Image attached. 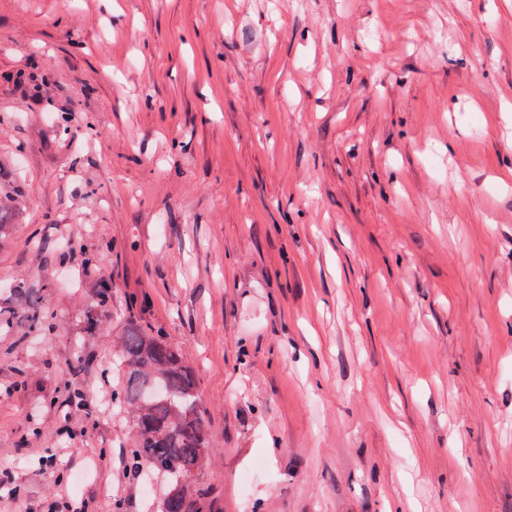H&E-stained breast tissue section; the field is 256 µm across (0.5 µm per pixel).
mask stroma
Instances as JSON below:
<instances>
[{
    "mask_svg": "<svg viewBox=\"0 0 512 512\" xmlns=\"http://www.w3.org/2000/svg\"><path fill=\"white\" fill-rule=\"evenodd\" d=\"M0 162V512H151L133 321L217 512H512V0H0ZM22 199L21 189L1 169L0 163V241L10 234L13 224L9 218L22 208ZM117 347L124 383L112 391V406L124 408L135 432L130 462L136 470L147 465L170 477L155 511L215 512L210 485L192 482L187 493L178 486L180 477L207 466L212 448L198 381L182 348L137 323ZM156 388L157 394L146 396Z\"/></svg>",
    "mask_w": 512,
    "mask_h": 512,
    "instance_id": "35a3bbf8",
    "label": "stroma"
}]
</instances>
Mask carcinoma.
Here are the masks:
<instances>
[{"instance_id": "cac0c4a2", "label": "carcinoma", "mask_w": 512, "mask_h": 512, "mask_svg": "<svg viewBox=\"0 0 512 512\" xmlns=\"http://www.w3.org/2000/svg\"><path fill=\"white\" fill-rule=\"evenodd\" d=\"M21 208V189L0 169V241L12 230L9 218ZM29 321L40 335L53 331L51 316L41 308L32 309ZM117 347L124 383L112 391V404L126 411L135 432L130 462L136 470L146 465L170 477L156 512H215L211 486L195 483L187 493L178 486L179 478L205 468L211 453L198 381L182 348L137 323L119 337Z\"/></svg>"}]
</instances>
